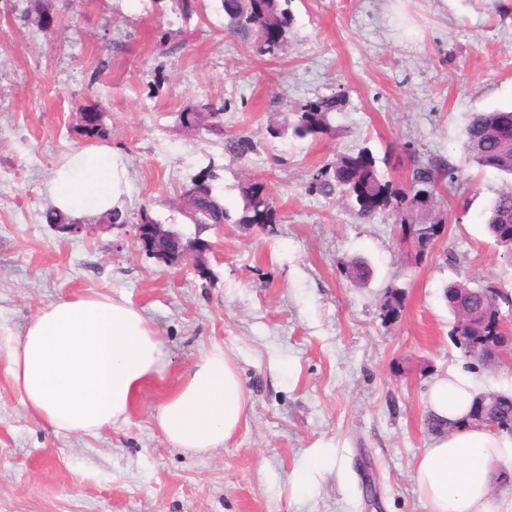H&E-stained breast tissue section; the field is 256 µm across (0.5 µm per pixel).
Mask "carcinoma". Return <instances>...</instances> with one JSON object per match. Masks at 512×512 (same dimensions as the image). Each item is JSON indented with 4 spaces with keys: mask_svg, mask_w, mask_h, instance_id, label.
Instances as JSON below:
<instances>
[{
    "mask_svg": "<svg viewBox=\"0 0 512 512\" xmlns=\"http://www.w3.org/2000/svg\"><path fill=\"white\" fill-rule=\"evenodd\" d=\"M291 0H222L224 15L228 20V30L243 36L255 35L256 53L260 56H274L281 43H267L262 40L261 28L270 27L279 31L281 39H286L292 16L288 9ZM339 99L325 97L316 102L306 103L294 109L297 116L293 134L305 138L316 134L331 135L329 114L337 110ZM223 108L202 105L188 107L181 116L192 114L199 118L198 128L224 139V151L235 156H243V137L224 131V125L210 121L211 115ZM463 150L468 161L481 167L492 168L512 176V109H495L489 112H474L464 129ZM445 170L435 163L421 165L414 169L412 183L436 192ZM316 190L324 195L341 192L356 203L357 214L370 218L377 212L386 211L396 205L409 202L416 207L415 199L401 198L390 188L376 167V161L367 150L356 154H341L332 165V175L321 174L316 180ZM188 216L195 224H226L230 217L224 204L215 193L212 182L200 188ZM486 230L496 246L508 249L505 240L512 233V190L500 193L483 213ZM238 224L274 223L273 205L268 197H262L248 189L243 194L242 216ZM442 221L433 224L406 223L401 220L402 239L410 243L416 255H423L425 248L432 244L441 231ZM465 283L448 286L446 298L448 308L455 318L453 332L463 337L459 346L464 353L470 352L472 337L493 335L492 324L488 319L489 298L482 291H463ZM402 304V294L396 288L387 290L382 306L383 317L397 314ZM500 415L499 431L512 433V395L498 394Z\"/></svg>",
    "mask_w": 512,
    "mask_h": 512,
    "instance_id": "1",
    "label": "carcinoma"
}]
</instances>
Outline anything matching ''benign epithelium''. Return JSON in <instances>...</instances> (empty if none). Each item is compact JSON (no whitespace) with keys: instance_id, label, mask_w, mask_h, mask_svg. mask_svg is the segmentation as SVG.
<instances>
[{"instance_id":"7a95c632","label":"benign epithelium","mask_w":512,"mask_h":512,"mask_svg":"<svg viewBox=\"0 0 512 512\" xmlns=\"http://www.w3.org/2000/svg\"><path fill=\"white\" fill-rule=\"evenodd\" d=\"M109 230L110 224H58L56 231L79 235L87 229ZM135 236L142 250L158 261L170 265L179 266L190 260L193 265L202 270L205 268L206 254L210 251L209 241L196 237L186 241L183 237L176 235L162 224H158L148 215L140 219L135 225ZM490 352L495 359L512 356V331L505 329L504 320L497 322L495 336L485 343L481 349H472L474 357ZM494 396L491 393H483L476 398L471 414L461 422L464 427H484L490 430L498 428L499 420L493 402Z\"/></svg>"}]
</instances>
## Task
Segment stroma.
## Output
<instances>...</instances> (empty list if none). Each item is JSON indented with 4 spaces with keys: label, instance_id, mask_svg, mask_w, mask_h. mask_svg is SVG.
<instances>
[{
    "label": "stroma",
    "instance_id": "1",
    "mask_svg": "<svg viewBox=\"0 0 512 512\" xmlns=\"http://www.w3.org/2000/svg\"><path fill=\"white\" fill-rule=\"evenodd\" d=\"M37 10L52 27L26 22ZM290 10L287 44L261 57L253 37L225 30L220 0H0V344L52 302L101 295L142 311L172 359L127 422L95 435L36 424L0 370V512H427L412 474L433 437L431 382L455 370L478 391L512 394V360L456 347L444 297L454 282L512 297V257L482 220L512 179L468 165L462 149L472 113L512 108V0H292ZM167 31L183 41L173 56L160 47ZM323 96L340 99L334 136H293L291 105ZM200 101L253 150L238 158L187 131L179 115ZM85 104L102 108L131 191L125 225L68 236L43 219L45 185L87 142L74 119ZM363 149L400 193L415 165L451 171L422 259L401 249L397 214L366 221L341 195L310 191L337 155ZM206 171L232 222L201 232L180 194ZM253 182L274 224L240 223ZM144 211L210 241L206 272L143 253ZM353 261L370 267L367 283L342 273ZM392 286L402 308L387 319ZM213 344L239 371L246 422L196 454L167 442L155 414ZM320 453L328 467L298 487Z\"/></svg>",
    "mask_w": 512,
    "mask_h": 512
}]
</instances>
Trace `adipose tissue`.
I'll return each mask as SVG.
<instances>
[{"label": "adipose tissue", "mask_w": 512, "mask_h": 512, "mask_svg": "<svg viewBox=\"0 0 512 512\" xmlns=\"http://www.w3.org/2000/svg\"><path fill=\"white\" fill-rule=\"evenodd\" d=\"M53 208L81 219L121 208L130 191L126 157L107 145L70 151L45 185ZM5 374L28 414L58 434L86 433L128 420L144 387L162 379L169 352L132 304L76 296L42 308L4 352ZM475 391L463 373L437 377L428 389L432 414L447 421L418 458L413 480L428 512H512V499L491 492L493 466L512 462V434L465 429ZM245 389L223 347L206 348L160 403L155 421L177 448L224 447L246 416Z\"/></svg>", "instance_id": "1"}]
</instances>
